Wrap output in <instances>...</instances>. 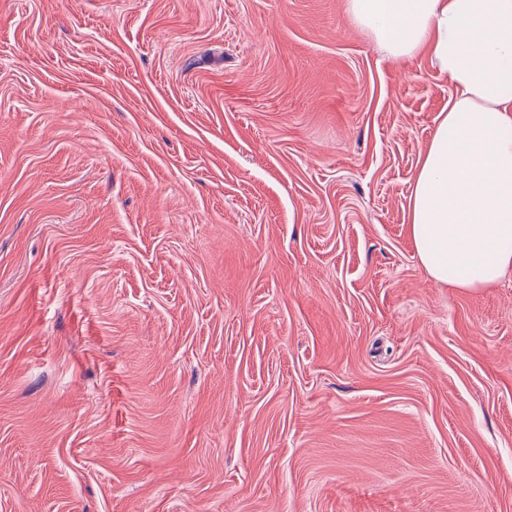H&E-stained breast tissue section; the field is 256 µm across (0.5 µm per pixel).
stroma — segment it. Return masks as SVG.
<instances>
[{"label":"stroma","instance_id":"obj_1","mask_svg":"<svg viewBox=\"0 0 512 512\" xmlns=\"http://www.w3.org/2000/svg\"><path fill=\"white\" fill-rule=\"evenodd\" d=\"M452 93L346 0H0V512H512V275L410 233Z\"/></svg>","mask_w":512,"mask_h":512}]
</instances>
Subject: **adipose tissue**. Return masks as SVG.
I'll return each instance as SVG.
<instances>
[{"instance_id":"adipose-tissue-1","label":"adipose tissue","mask_w":512,"mask_h":512,"mask_svg":"<svg viewBox=\"0 0 512 512\" xmlns=\"http://www.w3.org/2000/svg\"><path fill=\"white\" fill-rule=\"evenodd\" d=\"M392 57L428 53L454 91L416 176L410 231L432 280L512 272V0H347Z\"/></svg>"}]
</instances>
